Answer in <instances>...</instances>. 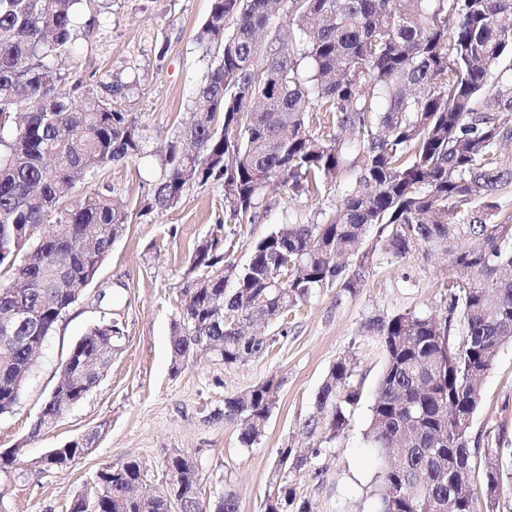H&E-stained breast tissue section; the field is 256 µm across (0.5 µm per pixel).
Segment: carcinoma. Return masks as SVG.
Segmentation results:
<instances>
[{
  "instance_id": "obj_1",
  "label": "carcinoma",
  "mask_w": 512,
  "mask_h": 512,
  "mask_svg": "<svg viewBox=\"0 0 512 512\" xmlns=\"http://www.w3.org/2000/svg\"><path fill=\"white\" fill-rule=\"evenodd\" d=\"M80 0H0V266L34 287L0 292V315L22 307L11 365H0V415L19 403L29 365L26 338L48 336L85 292L129 223L128 209L97 192L63 204L87 176L139 155L143 130L118 102L132 84L63 87L55 61L77 39ZM211 0L196 40L217 59L161 158L162 174L142 210H166L192 188L224 178V214L251 224L279 199L341 200L288 221L256 242L239 266L217 241L197 246L171 337L173 371L210 352L228 367L263 356L288 337V320L314 291L357 294L376 266L417 249L451 256L441 283L446 316L415 311L375 316L361 333L384 356L364 432L395 453L379 472L380 512H480L473 492L483 468L485 512H498L512 484V448L478 459L473 418L481 381L512 342V0ZM309 61L310 69L302 63ZM55 229H38L48 217ZM89 240L72 257L71 287H54L45 251ZM233 280L234 288H225ZM260 319L279 334L250 336ZM119 319H104L68 356L79 375L67 398L101 381L103 352L121 350ZM359 357L330 366L313 412L301 423L304 450L289 442L272 458L263 512H310L291 477L311 468L344 436L362 395ZM273 381L224 397L217 419L234 423L245 447L258 443L277 404ZM165 488L140 492L138 460L100 469L96 494L71 512H238L231 490L202 496L191 453L163 462Z\"/></svg>"
}]
</instances>
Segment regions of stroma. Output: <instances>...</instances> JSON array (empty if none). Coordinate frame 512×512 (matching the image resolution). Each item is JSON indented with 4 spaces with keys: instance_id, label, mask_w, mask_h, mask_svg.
Returning <instances> with one entry per match:
<instances>
[{
    "instance_id": "1",
    "label": "stroma",
    "mask_w": 512,
    "mask_h": 512,
    "mask_svg": "<svg viewBox=\"0 0 512 512\" xmlns=\"http://www.w3.org/2000/svg\"><path fill=\"white\" fill-rule=\"evenodd\" d=\"M98 34L80 38L62 71L94 84L134 78L123 108L145 130L140 156L101 169L78 183L73 197L112 189L128 207L130 219L103 262L96 280L44 343L15 410L0 416V452L25 449L28 457L85 438L87 448L63 471L10 484L11 512H70L79 493L94 486L99 469L130 459L144 466L148 487L164 480L163 461L175 449L192 453L203 476L202 492L230 489L239 512H262L270 486V461L311 412V400L330 365L356 351L364 376L361 401L348 431L324 462L325 487L311 473L296 475L300 495L314 512H378L373 484L380 461L363 433L383 355L359 334L366 319L416 310L443 314L438 282L447 254L416 251L397 263L377 266L355 295L318 290L300 312L287 338L273 350L240 366L227 367L211 354H199L180 372L171 369L170 340L177 307L194 280L190 257L206 240L230 250L246 264L254 243L278 225L313 213L316 204L300 198L259 209L254 223L239 227L224 215V186L214 179L185 193L165 211L142 213L143 200L161 174L158 152L176 125L185 121L195 89L210 59L195 41L211 0H97ZM124 325L122 351L99 385L70 407L55 425L32 435L43 402L58 382L70 348L102 319ZM274 381L278 403L258 444L245 448L235 425L216 417L225 396L257 383ZM472 431L481 448L512 444V343L502 345L483 381V402Z\"/></svg>"
}]
</instances>
